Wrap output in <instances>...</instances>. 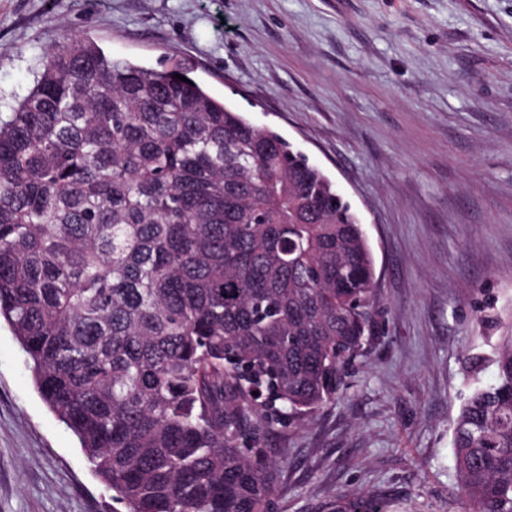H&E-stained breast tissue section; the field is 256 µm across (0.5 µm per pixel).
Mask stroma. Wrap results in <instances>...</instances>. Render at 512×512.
Here are the masks:
<instances>
[{
  "label": "stroma",
  "instance_id": "stroma-1",
  "mask_svg": "<svg viewBox=\"0 0 512 512\" xmlns=\"http://www.w3.org/2000/svg\"><path fill=\"white\" fill-rule=\"evenodd\" d=\"M65 36L187 69L362 219L372 334L335 401L266 436L277 512H332L340 493L468 512L452 423L493 383L512 317V0H0V114ZM0 512H112L2 320Z\"/></svg>",
  "mask_w": 512,
  "mask_h": 512
}]
</instances>
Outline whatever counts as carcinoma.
<instances>
[{"instance_id": "cac0c4a2", "label": "carcinoma", "mask_w": 512, "mask_h": 512, "mask_svg": "<svg viewBox=\"0 0 512 512\" xmlns=\"http://www.w3.org/2000/svg\"><path fill=\"white\" fill-rule=\"evenodd\" d=\"M177 74L48 47L0 120V318L124 512H276L261 439L336 398L374 257L319 167ZM494 364L453 423L470 512H512V325Z\"/></svg>"}]
</instances>
